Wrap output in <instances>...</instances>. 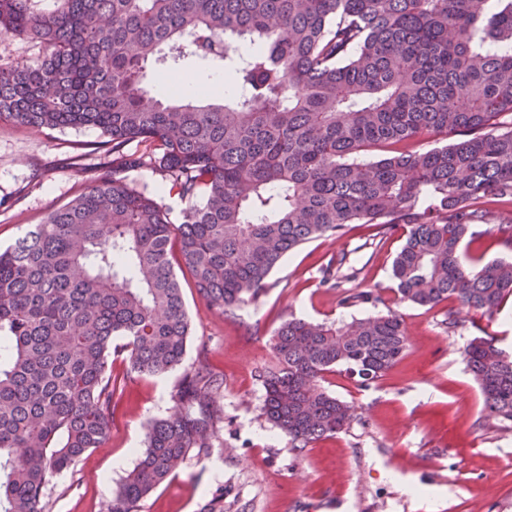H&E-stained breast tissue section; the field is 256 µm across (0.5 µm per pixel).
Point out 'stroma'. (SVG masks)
<instances>
[{
	"instance_id": "stroma-1",
	"label": "stroma",
	"mask_w": 512,
	"mask_h": 512,
	"mask_svg": "<svg viewBox=\"0 0 512 512\" xmlns=\"http://www.w3.org/2000/svg\"><path fill=\"white\" fill-rule=\"evenodd\" d=\"M101 140L93 128L0 123L1 247L86 190ZM406 234L403 224L382 234L352 224L341 238L310 241L272 271L258 301L232 315L199 296L179 251H172L192 319L184 364H195L200 341H207L211 366L224 374V426L219 447L187 458L141 501L140 512H199L220 484L230 490L224 512H512V423L486 409L461 356L480 336L512 347V298L493 321L452 301L431 309L395 302L392 265ZM329 268L339 286L325 282ZM348 290L380 301L343 306ZM391 309L408 337L400 361L366 387L327 374L323 387L353 407V419L334 437L294 452L262 411L258 372L272 359L275 331L291 318L332 322ZM180 377L175 370L130 383L107 440L53 479L45 512H102L109 492L137 465L146 425L172 407Z\"/></svg>"
}]
</instances>
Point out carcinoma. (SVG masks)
<instances>
[{"label":"carcinoma","mask_w":512,"mask_h":512,"mask_svg":"<svg viewBox=\"0 0 512 512\" xmlns=\"http://www.w3.org/2000/svg\"><path fill=\"white\" fill-rule=\"evenodd\" d=\"M0 0V34L43 46L0 66V123L93 127L104 161L86 191L0 250V512H45L47 487L108 437L125 387L185 359L192 334L170 254L228 314L257 301L273 269L350 224L408 233L392 268L398 298L453 300L488 320L512 296V263L461 259L490 202L512 204V0ZM189 59L236 87L204 105L146 102ZM425 135L453 141L424 151ZM145 143L150 154L130 152ZM374 151L385 155L374 160ZM164 173L187 202L173 223L133 186ZM203 202L198 204L196 199ZM390 311L351 322H284L258 377L264 413L301 453L349 425L321 385L360 386L400 360ZM123 353V376L108 373ZM186 369L171 411L152 419L136 467L104 512L139 502L224 423V374ZM486 408L512 422V351L494 336L463 350Z\"/></svg>","instance_id":"obj_1"}]
</instances>
